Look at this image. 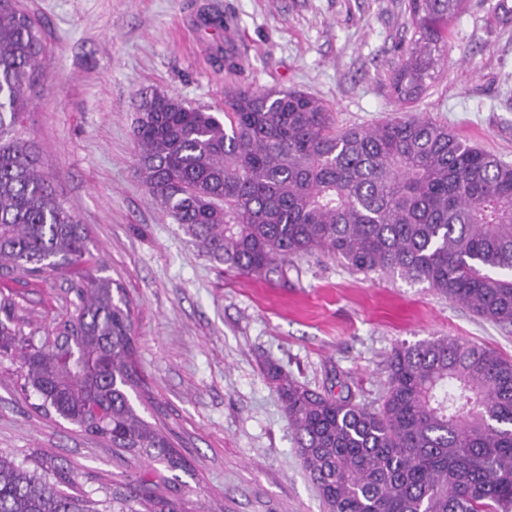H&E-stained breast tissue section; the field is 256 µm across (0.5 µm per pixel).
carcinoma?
<instances>
[{
  "label": "carcinoma",
  "instance_id": "obj_1",
  "mask_svg": "<svg viewBox=\"0 0 512 512\" xmlns=\"http://www.w3.org/2000/svg\"><path fill=\"white\" fill-rule=\"evenodd\" d=\"M467 0H408L414 28L391 83L416 100L441 63L448 21ZM45 44L36 20L0 0V283H28L91 256L85 225L60 200L23 126ZM150 201L227 271L268 279L316 251L355 273L399 275L501 326H512V164L428 118L336 126L299 90L239 87L224 111L161 90L132 127ZM65 312L36 344L0 292V350L62 419L112 447L182 458L145 421L130 391L133 316L109 276L69 277ZM295 448L326 512H512V359L440 337L397 347L385 396L371 410L281 378L270 365ZM65 474L0 454V512H180L144 490L92 502Z\"/></svg>",
  "mask_w": 512,
  "mask_h": 512
}]
</instances>
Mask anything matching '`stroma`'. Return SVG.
<instances>
[{"mask_svg":"<svg viewBox=\"0 0 512 512\" xmlns=\"http://www.w3.org/2000/svg\"><path fill=\"white\" fill-rule=\"evenodd\" d=\"M46 53L27 114L42 170L88 230L91 265L131 303L135 365L160 423L187 460L148 464L48 414L15 351L0 353V451L70 471L93 499L141 482L180 512H324L267 364L306 387L378 409L394 347L462 338L512 358V327L427 284L364 276L326 254L293 259L284 280L228 276L152 205L131 136L141 95L159 88L224 109L225 90L300 89L338 126L406 109L512 163V0H468L448 23L444 63L414 102L390 77L413 33L407 0H18ZM223 14L220 30L200 14ZM231 50L230 71L213 58ZM60 277L17 287L33 327L60 312Z\"/></svg>","mask_w":512,"mask_h":512,"instance_id":"35a3bbf8","label":"stroma"}]
</instances>
